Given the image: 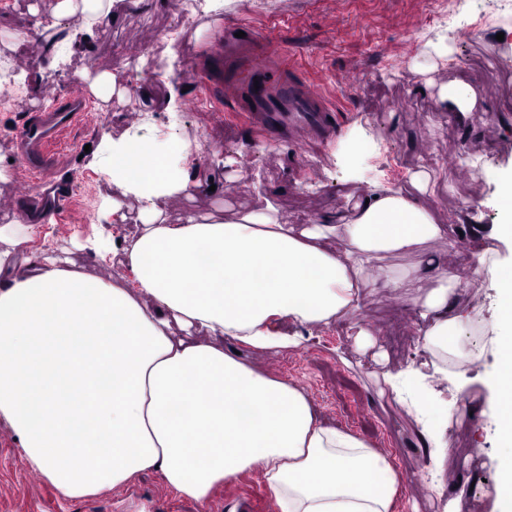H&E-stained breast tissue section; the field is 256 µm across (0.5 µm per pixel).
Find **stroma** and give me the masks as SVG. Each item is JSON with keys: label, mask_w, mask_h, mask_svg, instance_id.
<instances>
[{"label": "stroma", "mask_w": 512, "mask_h": 512, "mask_svg": "<svg viewBox=\"0 0 512 512\" xmlns=\"http://www.w3.org/2000/svg\"><path fill=\"white\" fill-rule=\"evenodd\" d=\"M34 1L42 20L52 22L56 0H0V35L30 29ZM179 2L139 0L116 10L113 20L94 26L87 51L69 54L57 68L39 37L0 47V58L26 75L0 96V168L9 173L0 180V225L17 218L12 202L21 183L40 181L16 150L15 127L29 112L82 86L89 65L111 71L125 88L108 106L92 103L68 133L57 176L71 183L74 203L59 220L22 228L26 255L52 251L89 275L131 279L121 256L102 261L78 243L99 235L113 192L85 147L98 145L103 135L133 131L169 153H189L188 168L203 184L190 197L162 200L174 224L189 209L222 215L264 205L283 223L305 224L335 213L375 184H406L417 170L436 178L433 192L420 201L446 224L449 240H457L463 225L449 220V213L465 208L481 223H498L499 183L512 171V27L493 22L504 0H272L264 9L253 0H227L218 13L205 12L204 0H194L186 25L178 22ZM228 22L248 23L296 52L305 75L324 85L341 117L332 141L270 144L209 104L208 90L193 83L191 73L210 66ZM460 83L477 96L464 122L436 103L441 90ZM210 183L217 191H207ZM358 325L371 332L372 345L357 343ZM417 349L408 301L378 288L360 309L322 328L319 341L278 356L244 348L240 356L301 383L327 420L390 452L404 488L399 512H443L416 448L414 408L381 391L371 375L379 353L395 371L414 360ZM496 363V354L485 351L468 372L466 397H457L456 379L448 381V485L467 474L487 479L494 472L492 432L481 417L464 415L463 402L487 399L485 381ZM266 495L262 480L246 474L217 487L200 506L173 498L158 474L145 473L124 490L66 499L41 474L24 468L11 431L0 424V512H246V498Z\"/></svg>", "instance_id": "obj_1"}]
</instances>
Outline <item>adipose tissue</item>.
<instances>
[{
    "label": "adipose tissue",
    "instance_id": "obj_1",
    "mask_svg": "<svg viewBox=\"0 0 512 512\" xmlns=\"http://www.w3.org/2000/svg\"><path fill=\"white\" fill-rule=\"evenodd\" d=\"M116 0H57L55 21L34 32L49 53L84 50ZM114 193L107 216L126 221L123 200L140 203L136 233L87 250L123 254L134 279L111 282L45 254L26 256L12 227L0 226V423L14 433L22 464L70 499L123 487L154 471L179 498L205 504L213 490L259 472L280 512H397L402 488L392 458L353 431L324 421L298 382L255 370L225 350L233 341L282 354L300 329H319L359 308L364 274L380 268L382 288L408 296L428 368L384 371L396 399L423 400L418 446L438 498L464 512L471 478L446 489L447 419L432 397V377L447 379L448 354L473 311L447 251L445 225L419 202L429 172L409 189L375 186L335 214L283 224L268 210L223 218L186 213L170 223L161 197L191 195L168 155L135 136L103 135L95 155ZM500 221L470 227L477 264L496 284L490 349L497 355L487 417L496 445V512H512V262L483 250L512 244V172L499 187ZM341 241L342 249L331 247ZM389 256L408 265L384 266ZM180 335H172V327ZM68 467H60V458Z\"/></svg>",
    "mask_w": 512,
    "mask_h": 512
}]
</instances>
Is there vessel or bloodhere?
I'll list each match as a JSON object with an SVG mask.
<instances>
[{
	"label": "vessel or blood",
	"mask_w": 512,
	"mask_h": 512,
	"mask_svg": "<svg viewBox=\"0 0 512 512\" xmlns=\"http://www.w3.org/2000/svg\"><path fill=\"white\" fill-rule=\"evenodd\" d=\"M193 79L207 87L219 86L239 119L252 124L263 140L325 142L337 132V116L325 90L303 78L287 52L248 24H225L224 50L216 71L197 70ZM89 103V94L79 88L27 118L14 140L28 167L43 174L51 169Z\"/></svg>",
	"instance_id": "1"
}]
</instances>
